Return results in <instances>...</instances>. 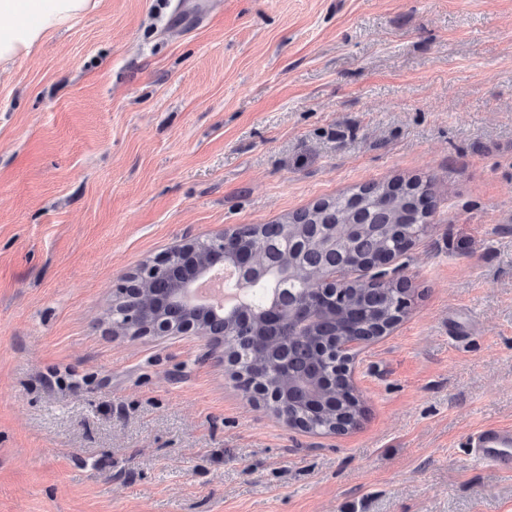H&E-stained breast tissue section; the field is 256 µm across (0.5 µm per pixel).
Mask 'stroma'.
Returning a JSON list of instances; mask_svg holds the SVG:
<instances>
[{
	"label": "stroma",
	"instance_id": "obj_1",
	"mask_svg": "<svg viewBox=\"0 0 512 512\" xmlns=\"http://www.w3.org/2000/svg\"><path fill=\"white\" fill-rule=\"evenodd\" d=\"M96 0L0 69V512H512V0ZM433 184L360 426L288 427L206 338L115 336L187 240ZM467 448L476 459L503 471L512 469V426L489 425L473 435L466 442Z\"/></svg>",
	"mask_w": 512,
	"mask_h": 512
}]
</instances>
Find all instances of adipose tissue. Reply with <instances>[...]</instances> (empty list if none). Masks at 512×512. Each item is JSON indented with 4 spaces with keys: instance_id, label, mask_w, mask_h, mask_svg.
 <instances>
[{
    "instance_id": "obj_1",
    "label": "adipose tissue",
    "mask_w": 512,
    "mask_h": 512,
    "mask_svg": "<svg viewBox=\"0 0 512 512\" xmlns=\"http://www.w3.org/2000/svg\"><path fill=\"white\" fill-rule=\"evenodd\" d=\"M91 0H0V64L29 54L50 33L84 14Z\"/></svg>"
}]
</instances>
